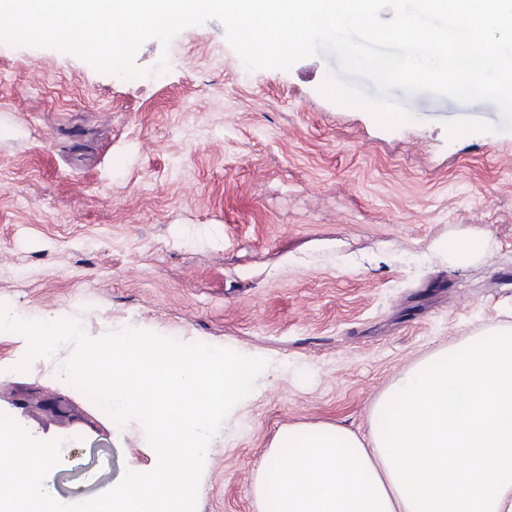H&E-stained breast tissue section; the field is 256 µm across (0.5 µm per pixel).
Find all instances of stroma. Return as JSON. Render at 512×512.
<instances>
[{
	"instance_id": "35a3bbf8",
	"label": "stroma",
	"mask_w": 512,
	"mask_h": 512,
	"mask_svg": "<svg viewBox=\"0 0 512 512\" xmlns=\"http://www.w3.org/2000/svg\"><path fill=\"white\" fill-rule=\"evenodd\" d=\"M169 69L153 73L161 52ZM124 79L49 48L0 43V303L62 314L93 337L136 327L265 360L214 435L197 512H258L268 449L298 425L369 431L374 399L433 352L512 327V132L450 138L488 101L395 89L413 123L381 126L321 91V53L248 70L215 20L136 55ZM479 238L460 264L449 243ZM0 334V413L81 449L62 503L157 457L59 374L71 353L18 365ZM68 399L67 415L45 402Z\"/></svg>"
}]
</instances>
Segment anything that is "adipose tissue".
<instances>
[{
	"mask_svg": "<svg viewBox=\"0 0 512 512\" xmlns=\"http://www.w3.org/2000/svg\"><path fill=\"white\" fill-rule=\"evenodd\" d=\"M261 512H512V331L409 367L369 432L288 430L253 483Z\"/></svg>",
	"mask_w": 512,
	"mask_h": 512,
	"instance_id": "ef3b65f1",
	"label": "adipose tissue"
}]
</instances>
